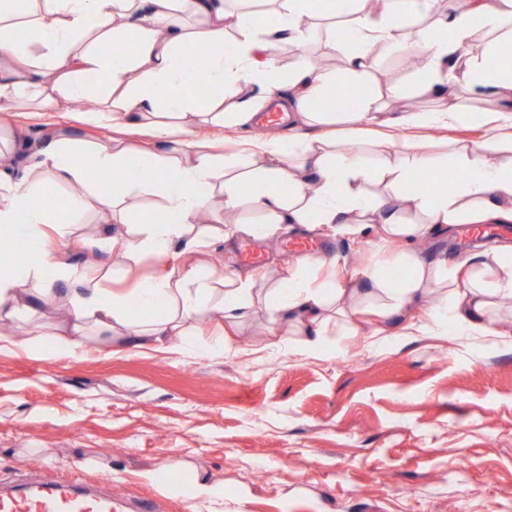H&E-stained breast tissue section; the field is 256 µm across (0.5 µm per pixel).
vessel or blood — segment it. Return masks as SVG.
I'll list each match as a JSON object with an SVG mask.
<instances>
[{
	"mask_svg": "<svg viewBox=\"0 0 512 512\" xmlns=\"http://www.w3.org/2000/svg\"><path fill=\"white\" fill-rule=\"evenodd\" d=\"M0 512H114L111 494L57 481L0 493Z\"/></svg>",
	"mask_w": 512,
	"mask_h": 512,
	"instance_id": "1",
	"label": "vessel or blood"
}]
</instances>
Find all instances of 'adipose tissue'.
I'll use <instances>...</instances> for the list:
<instances>
[{
  "label": "adipose tissue",
  "instance_id": "ef3b65f1",
  "mask_svg": "<svg viewBox=\"0 0 512 512\" xmlns=\"http://www.w3.org/2000/svg\"><path fill=\"white\" fill-rule=\"evenodd\" d=\"M227 0H0V107L27 100L46 107L56 95L70 99L107 98L104 119L149 126L162 148L140 155L130 148L80 141L67 131H49L26 167H19L18 137L0 129V245L22 254L23 264L0 263V321L27 314L33 297L58 302L67 320L49 335L34 336L46 356L74 353L89 332L128 336L136 344L177 341L195 352L188 324L205 305L239 318L258 301L269 323H288L302 337L298 347L315 351L332 317L346 316V299L356 288L308 279L309 260H299L288 277L266 288L254 275L231 271L224 285L205 282L197 267L136 282L124 292L103 288L116 272L133 274L142 255L167 262L178 252L202 245L199 215L222 219L247 210L254 218L220 229L221 239L244 234L278 235L294 224H325L351 234L376 232L403 247L396 273L368 275L365 300L378 303L383 316L404 314L421 297L434 295L433 317L447 320L452 335L486 336L496 320L495 299L512 300V250L466 255L454 266L428 262L417 242L440 226L512 222V163L491 162L497 136L466 146L455 156L464 177L452 192L431 197L406 193L412 176L430 170L424 143L406 139L388 146L376 162L340 154L332 139L302 135L306 126L326 123L317 103L336 86L331 72L304 67L282 71L280 45L294 43L314 0H240L228 12ZM337 0L349 38H334L343 50V72L353 92L347 114L354 132L372 119L375 88L370 81L375 53L400 46V21L433 14L435 36L405 48L422 59V93L443 96L491 91L503 108L512 107V0ZM488 37L474 49L476 34ZM206 70L209 93L193 97L189 87ZM287 80L291 97L274 87ZM246 82L255 88L233 112L223 113L226 85ZM283 112L288 135H273L255 150L226 162L212 146L189 139L197 119L251 123L269 108ZM121 173V191L103 194L92 172ZM382 183L389 191L377 199L364 185ZM79 185V195L63 196L59 187ZM148 190L162 197L164 219L145 221L116 242L111 230L81 233L87 210L112 216L133 194ZM421 223L407 221L409 212ZM59 238H78L100 262L96 274L62 260L48 230Z\"/></svg>",
  "mask_w": 512,
  "mask_h": 512
}]
</instances>
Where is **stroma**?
<instances>
[{
	"instance_id": "1",
	"label": "stroma",
	"mask_w": 512,
	"mask_h": 512,
	"mask_svg": "<svg viewBox=\"0 0 512 512\" xmlns=\"http://www.w3.org/2000/svg\"><path fill=\"white\" fill-rule=\"evenodd\" d=\"M342 17L305 22L308 35L279 51L282 68L319 55L340 68L329 32ZM377 99L386 113L428 112L442 99L420 94L418 70L403 57H376ZM468 118L431 127H389L372 122L364 137L349 136L336 121L311 127L337 147L367 152L373 143L412 137L427 145L435 168L449 167L448 153L490 134L502 141L498 161L512 160V112L495 95L455 101ZM23 131L29 145L61 127L80 140H116L158 149L145 128L126 122L89 123L69 99L48 107L27 105L0 112V126ZM274 125L243 129L196 125L194 137L239 154L245 140L273 133ZM459 225L431 235L419 251L433 261L512 246V239L461 243ZM299 238L325 242L328 264L309 269L322 281L335 273L360 281L395 264L399 244L374 234L350 235L314 224L261 240L263 260H241L248 236L215 241L161 264L139 262L142 277L177 275L186 265L206 268L220 287L225 272L240 270L275 282L293 256L285 246ZM36 316L12 323L0 344V483L41 476L94 484L108 481L119 512H188L185 488L196 476L224 483V512H512V303L497 310L498 337L452 336L432 320L430 300L388 319L370 313L322 329L320 350L298 353L287 329L250 312L230 326L220 311L190 322L198 344L186 354L174 346L134 347L122 338L92 336L88 352L40 355L34 331L50 332L66 316L63 306L36 302ZM180 464L172 486L157 488L144 470Z\"/></svg>"
}]
</instances>
